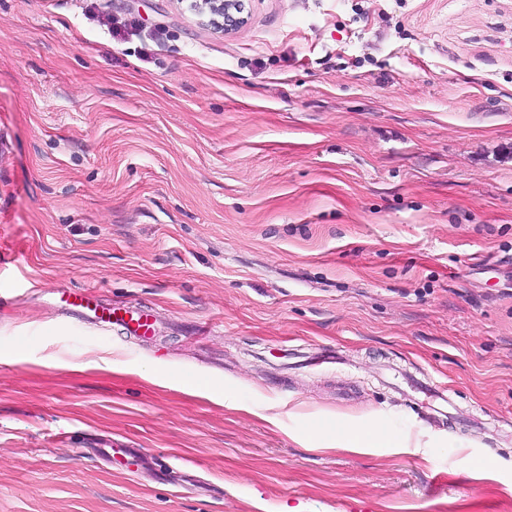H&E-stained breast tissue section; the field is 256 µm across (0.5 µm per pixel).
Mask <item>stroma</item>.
Wrapping results in <instances>:
<instances>
[{
  "label": "stroma",
  "instance_id": "obj_1",
  "mask_svg": "<svg viewBox=\"0 0 512 512\" xmlns=\"http://www.w3.org/2000/svg\"><path fill=\"white\" fill-rule=\"evenodd\" d=\"M245 5L0 0V512H512V0ZM190 7L211 25L231 31L245 19L243 0H191ZM92 296V292L86 289L72 291L67 299L62 300L65 303L64 311L68 316L84 324L103 329L117 324L136 335H139L141 329L149 326L147 322L142 321L141 315H134L132 311L121 306L102 307L97 301L92 300ZM121 310H124L122 315L117 313ZM336 436L345 445V448L361 447L363 444L374 443L381 437L374 431L353 430L348 420L336 423Z\"/></svg>",
  "mask_w": 512,
  "mask_h": 512
}]
</instances>
